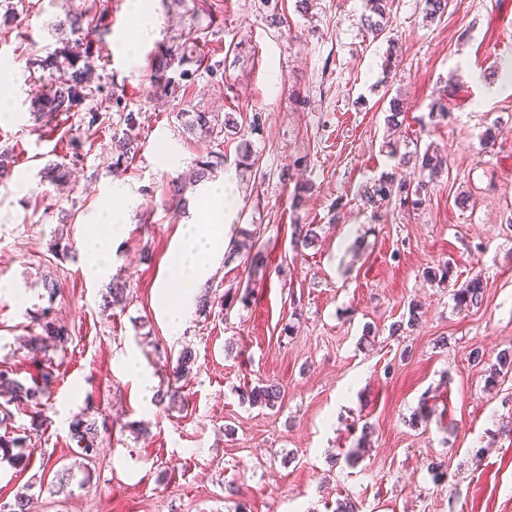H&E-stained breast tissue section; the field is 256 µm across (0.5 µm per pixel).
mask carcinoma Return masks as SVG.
Masks as SVG:
<instances>
[{
	"label": "carcinoma",
	"instance_id": "carcinoma-1",
	"mask_svg": "<svg viewBox=\"0 0 512 512\" xmlns=\"http://www.w3.org/2000/svg\"><path fill=\"white\" fill-rule=\"evenodd\" d=\"M368 14L363 17V26L378 38L386 28L387 0H366ZM448 8V0H423L422 13L424 18L432 22L442 17ZM61 34L58 42L61 46L55 48L40 66L48 73L37 89L32 109L35 120L52 116L59 112H69L95 90H102L101 86H92L91 80L95 70V62L99 58L104 45V38L109 33V22L105 14L98 15L94 22L84 23L83 14H66V19L56 25ZM205 27L201 26L196 34L189 35L183 41L158 47L155 55L153 72L150 75L155 92L166 93L171 86V77L168 73L180 70L182 77H189L194 71L188 66H202V60L197 55V43ZM186 120L183 132L191 137L219 139L221 136L239 133L238 119L233 112L224 113V119L218 120L213 112L197 111L185 113ZM388 153L398 159L397 170L394 173L379 177L365 185L360 194V201L365 209L375 210L394 199L399 203L408 204L414 209L420 208L426 202L428 190L442 174L448 170V155L435 147H427L424 151L400 152L396 143H387ZM138 149L136 138L124 134L112 137V154L114 165L119 166L133 159ZM17 162L14 147L0 146V181L8 179ZM224 167V154L211 151L206 158L196 162V168L190 175L194 183L203 182L209 175ZM70 171L64 163H50L46 167L45 177L50 183L61 185L68 182ZM317 224L292 225V239L295 247L309 248L318 242ZM245 256L247 274V287L244 292L222 295L214 293V289L207 286L198 298V311L204 315L211 314L213 308L229 310L235 303L247 304L251 290L250 285H257L265 279L267 259L261 246L258 245L256 234L248 229L239 230L238 238L230 241L226 261L238 256ZM423 276L430 282L443 284L453 276V267L448 261L439 262L423 270ZM487 284L479 276L466 281L464 285L454 290L453 301L460 311H469L482 305ZM129 300L126 285L118 280L112 282L103 295V308L124 306ZM421 310L412 304L408 306V319L398 321L391 325L390 335L394 336L402 331L404 326L413 327L419 323ZM37 325L41 332L29 337L25 344L30 360L37 361V357L48 346L66 349L71 333L67 326L51 317L50 309L44 308L38 314ZM196 355L192 348L183 347L177 356L173 368V380L168 382L167 389L158 390L156 402L172 408L182 404L183 395L177 383L188 377L193 371ZM485 381L494 387L507 374L512 372V349H504L496 356V361L489 364L486 369ZM53 378L50 371H41L36 376H30L31 383H26L17 376L16 370L10 366L0 368V395L6 397L5 403L0 404V425H6L12 420V411L9 405L16 402L24 404L31 409L30 426L28 433L16 434L8 430L0 434V458L7 459L16 464L25 460L21 449L27 447V441L33 435L42 431L45 401L49 399V384ZM242 400L252 406L274 408L282 403L283 393L281 387L272 381H261L257 385L242 392ZM107 431V423H98L84 417H75L69 426L71 439L85 455L95 451L94 443L98 434ZM33 485L28 484L17 491L14 499L0 502V512H34L35 495L31 493Z\"/></svg>",
	"mask_w": 512,
	"mask_h": 512
}]
</instances>
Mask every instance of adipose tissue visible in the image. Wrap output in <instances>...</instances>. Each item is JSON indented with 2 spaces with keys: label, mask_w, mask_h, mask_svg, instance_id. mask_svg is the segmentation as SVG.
Returning <instances> with one entry per match:
<instances>
[{
  "label": "adipose tissue",
  "mask_w": 512,
  "mask_h": 512,
  "mask_svg": "<svg viewBox=\"0 0 512 512\" xmlns=\"http://www.w3.org/2000/svg\"><path fill=\"white\" fill-rule=\"evenodd\" d=\"M215 207L209 210L205 223L188 225L178 251L174 254L170 271L173 278L190 283H201L208 278L213 261L224 250V208L232 197L224 188L211 189Z\"/></svg>",
  "instance_id": "adipose-tissue-1"
}]
</instances>
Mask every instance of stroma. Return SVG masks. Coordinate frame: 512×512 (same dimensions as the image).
Returning a JSON list of instances; mask_svg holds the SVG:
<instances>
[{
	"instance_id": "stroma-1",
	"label": "stroma",
	"mask_w": 512,
	"mask_h": 512,
	"mask_svg": "<svg viewBox=\"0 0 512 512\" xmlns=\"http://www.w3.org/2000/svg\"><path fill=\"white\" fill-rule=\"evenodd\" d=\"M144 2L157 23L146 39L130 0H24L18 21L0 11V97L10 106L0 145L18 153L0 182V366L24 378L33 372L19 340L36 332L38 310L51 308L72 335L66 351L41 358L55 376L47 421L26 467L0 461V499L36 482V512H334L344 498L360 512H512V373L490 387L469 359L476 349L490 363L512 346V81L495 76L512 65V0H448L431 23L418 0H389L376 40L361 26L364 0H312L305 13L278 0L287 21L279 30L265 22L262 0ZM75 7L110 22L94 75L104 91L37 132L38 61L56 48L53 29ZM201 9L211 23L200 49L221 68L199 70L157 98L154 54ZM396 96L405 112L395 135L401 151L434 144L447 153L448 172L421 209L392 203L376 218L359 194L396 169L383 146ZM443 96L448 117L431 120L429 105ZM197 110L233 112L243 125L259 112L264 126L221 144L185 138L177 115ZM128 112L140 116L138 152L117 172L112 136ZM489 128L497 139L486 149ZM75 135L81 158L60 192L43 169L71 159ZM244 141L257 163L242 176L235 160ZM212 150L224 155L215 180L188 191L186 208L172 206L171 179ZM298 157L303 166L291 170ZM301 182L312 191L295 210ZM217 184L235 196L225 235L256 232L273 271L248 306L224 317L190 309L173 336L161 293L177 299L199 287L170 280V258L184 226L205 221ZM115 207L124 228L104 272L88 274V234ZM296 222L321 225L314 247L294 249ZM58 236L67 253L52 250ZM448 259L450 285L424 280L425 267ZM46 273L56 294L43 287ZM476 275L488 285L483 305L458 311L452 289ZM116 277L130 299L107 310L102 295ZM412 302L422 308L418 326L390 334ZM367 324L374 337L363 346ZM186 344L197 364L184 407L169 411L142 396L126 362L136 358L160 389ZM263 380L284 394L276 408L241 399V389ZM424 400L432 411L419 421ZM78 415L108 424L89 458L70 437ZM131 422L148 436L131 434ZM366 422L370 450L360 457ZM435 460L446 465L444 482L432 477Z\"/></svg>"
}]
</instances>
